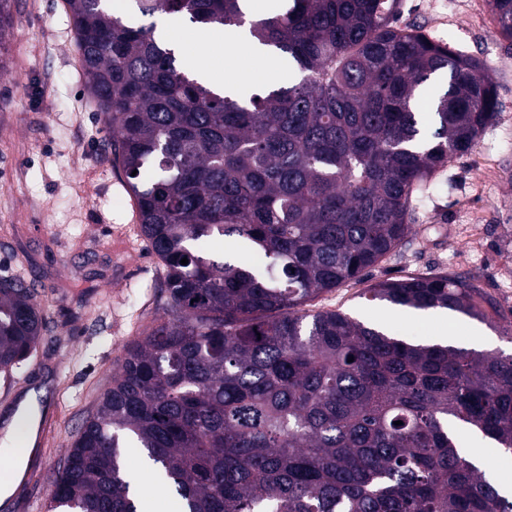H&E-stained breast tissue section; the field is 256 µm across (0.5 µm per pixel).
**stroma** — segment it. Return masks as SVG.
Listing matches in <instances>:
<instances>
[{
  "mask_svg": "<svg viewBox=\"0 0 512 512\" xmlns=\"http://www.w3.org/2000/svg\"><path fill=\"white\" fill-rule=\"evenodd\" d=\"M10 60L0 70V274L41 285L48 323L22 372L0 375V482L14 460L5 428L36 390L45 446L27 461L32 486L13 491L9 512H46L54 473L127 348L165 313L164 271L150 253L131 199L106 150L107 124L88 96L75 35L61 0H16ZM401 26L433 32L486 66L499 110L468 154L451 161L416 204L404 245L349 283L309 302L340 310L414 344L438 342L439 322L399 317L367 300L365 286L411 275H478L489 321L454 314L449 344L512 354V41L495 30L488 0H403ZM151 512H173L136 449L124 457Z\"/></svg>",
  "mask_w": 512,
  "mask_h": 512,
  "instance_id": "1",
  "label": "stroma"
}]
</instances>
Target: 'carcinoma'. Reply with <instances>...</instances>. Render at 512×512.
I'll return each mask as SVG.
<instances>
[{
  "mask_svg": "<svg viewBox=\"0 0 512 512\" xmlns=\"http://www.w3.org/2000/svg\"><path fill=\"white\" fill-rule=\"evenodd\" d=\"M489 2L512 40V0ZM399 3L291 0L248 20L240 0H136L144 17L246 25L298 72L237 95L183 69L156 23L64 0L86 87L112 122V166L165 269L167 316L128 348L47 512H142L127 441L178 512H512L448 433L459 421L512 453V357L306 309L403 245L414 198L498 110L485 65L400 27ZM13 4L0 0V69ZM437 74L423 112L418 90ZM366 292L486 319L471 277ZM45 328L37 290L1 276L0 373L21 369Z\"/></svg>",
  "mask_w": 512,
  "mask_h": 512,
  "instance_id": "1",
  "label": "carcinoma"
}]
</instances>
